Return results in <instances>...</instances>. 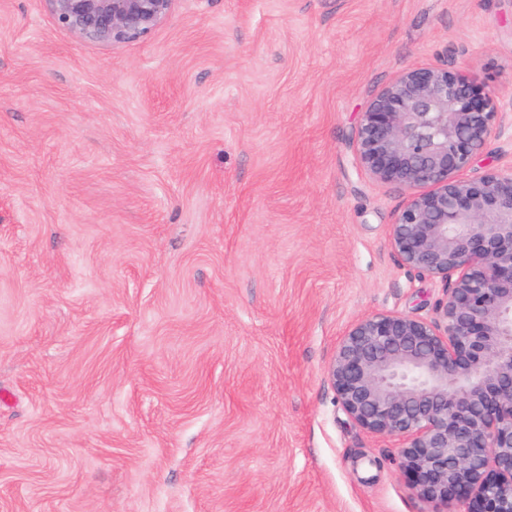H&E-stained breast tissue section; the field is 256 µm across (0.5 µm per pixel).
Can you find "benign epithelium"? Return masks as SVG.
Instances as JSON below:
<instances>
[{"label": "benign epithelium", "mask_w": 512, "mask_h": 512, "mask_svg": "<svg viewBox=\"0 0 512 512\" xmlns=\"http://www.w3.org/2000/svg\"><path fill=\"white\" fill-rule=\"evenodd\" d=\"M58 25L97 44L136 41L175 0H48ZM499 119L461 68L422 67L361 113V169L408 194L391 230L403 263L446 285L430 321L366 316L328 376L361 428L400 442V472L434 512H512V166L465 178Z\"/></svg>", "instance_id": "obj_1"}]
</instances>
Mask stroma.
<instances>
[{"label":"stroma","mask_w":512,"mask_h":512,"mask_svg":"<svg viewBox=\"0 0 512 512\" xmlns=\"http://www.w3.org/2000/svg\"><path fill=\"white\" fill-rule=\"evenodd\" d=\"M463 67L512 165V0H176L147 38L0 0V512H432L327 377L341 334L434 319L361 112Z\"/></svg>","instance_id":"obj_1"}]
</instances>
